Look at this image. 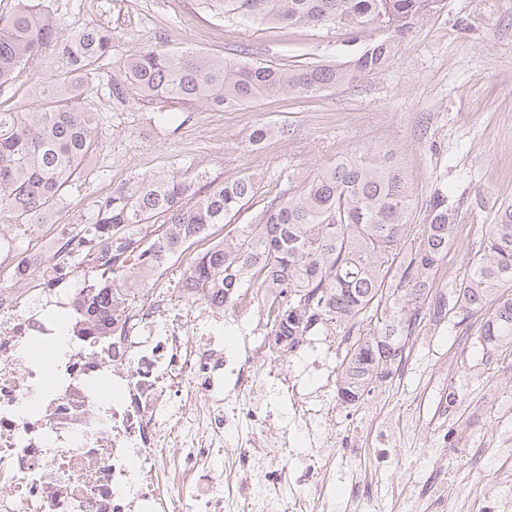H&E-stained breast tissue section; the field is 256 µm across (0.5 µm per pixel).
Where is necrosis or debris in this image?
<instances>
[{"label":"necrosis or debris","mask_w":512,"mask_h":512,"mask_svg":"<svg viewBox=\"0 0 512 512\" xmlns=\"http://www.w3.org/2000/svg\"><path fill=\"white\" fill-rule=\"evenodd\" d=\"M29 273L0 289V512H334L315 451L356 442L328 386L278 367L251 293L223 309L164 274L102 331L75 318L80 289L18 292Z\"/></svg>","instance_id":"1"}]
</instances>
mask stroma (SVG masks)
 Instances as JSON below:
<instances>
[{"label": "stroma", "instance_id": "1", "mask_svg": "<svg viewBox=\"0 0 512 512\" xmlns=\"http://www.w3.org/2000/svg\"><path fill=\"white\" fill-rule=\"evenodd\" d=\"M65 34L87 27L112 30V50L95 78L100 89L89 107L98 122L99 144L87 162L89 175L72 187L42 223L0 228L8 247L0 251V285L10 282L20 256L42 263L59 237L94 221L98 200L120 185L187 171L224 181L250 174L258 195L235 223H252L265 202L280 192H299L318 171L357 149L395 151L412 182V224L428 221L426 204L445 189L458 208V233L447 259L434 270L438 292H449L480 253L500 206L512 203V0H445L442 9L396 38L385 67L320 95L266 97L231 111L198 107L159 113L135 92L116 98L110 85L127 83V63L154 48L197 52L214 59L271 61L301 69L341 65L352 48L341 30L304 26L264 27L217 18L201 0H48ZM69 64L44 50L7 86L0 110L36 106L44 90L71 80ZM261 124L288 127L263 145L250 142ZM483 319L459 322L456 313L434 324L422 319L424 339L415 346L414 368L374 383L353 402L339 401L342 424L376 416H404L398 447L378 464L369 447L350 456L340 448L321 454L336 465L337 512H344L347 482L374 473L401 512L426 476L444 464L452 469L448 496L455 512H475L484 497L512 486L497 449L472 458L463 441L471 414L482 411L489 435L512 436V346L482 350L475 337ZM450 396L445 423L432 419V401ZM461 444L442 458L441 429Z\"/></svg>", "mask_w": 512, "mask_h": 512}]
</instances>
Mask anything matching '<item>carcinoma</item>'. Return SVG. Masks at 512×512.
<instances>
[{"instance_id":"obj_1","label":"carcinoma","mask_w":512,"mask_h":512,"mask_svg":"<svg viewBox=\"0 0 512 512\" xmlns=\"http://www.w3.org/2000/svg\"><path fill=\"white\" fill-rule=\"evenodd\" d=\"M226 19L265 26L342 29L363 43L347 66L289 69L266 62L216 60L194 52L143 51L131 59L127 85L165 111L229 109L273 94L311 96L360 75L380 71L399 22L422 19L442 0H204ZM52 47L78 78L99 67L112 47V30L91 27L62 34L46 0H17L0 16V87ZM89 87L78 81L48 94L32 109L0 110V224H37L66 189L87 176L96 148ZM258 194L253 176L208 181L174 174L120 186L98 201L96 218L58 252L53 276L80 261L91 276L81 316L107 320L118 301L143 292L156 272L209 237H224L192 259L183 279L202 297L262 294L276 336H312L328 329L348 338L340 363V392L356 400L394 373L406 336L426 314H448V298L433 292L432 273L454 245L457 211L448 192L435 191L428 223L409 224L414 191L394 155L350 153L319 171L295 194L266 203L252 224H229ZM497 304L478 327V343L495 351L512 345V205L499 209L481 255L455 285L454 308L466 321L490 297Z\"/></svg>"}]
</instances>
